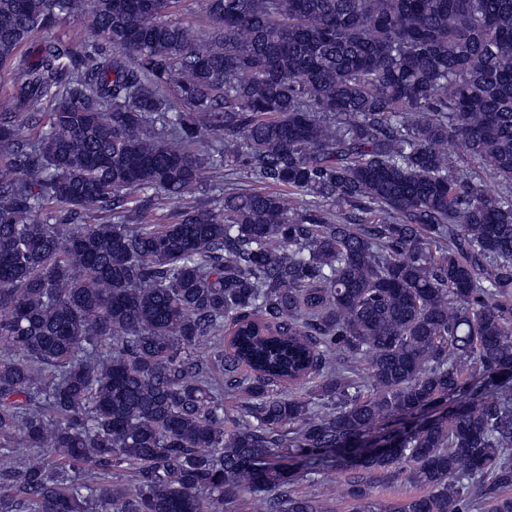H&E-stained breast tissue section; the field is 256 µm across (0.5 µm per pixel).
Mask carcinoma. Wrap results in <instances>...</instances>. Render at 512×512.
Listing matches in <instances>:
<instances>
[{
  "mask_svg": "<svg viewBox=\"0 0 512 512\" xmlns=\"http://www.w3.org/2000/svg\"><path fill=\"white\" fill-rule=\"evenodd\" d=\"M179 3L0 0V512H512V0ZM204 7L203 0H183L175 18L179 22L195 27L200 39L207 41L210 34V24ZM89 21L85 15H67L43 35L44 40L73 41L74 44L83 43L89 34ZM224 184V168L220 170H214L207 166L203 172V187L198 195L199 203L201 205L211 206L212 199L215 195L214 186ZM345 474L332 473L327 478L320 475L308 476L299 482V491L314 496H324L329 500L332 512H353V504L345 497H336V483H343ZM423 493L419 486H413L403 482L386 483L377 482L374 489V498L383 504L397 507L409 496Z\"/></svg>",
  "mask_w": 512,
  "mask_h": 512,
  "instance_id": "obj_1",
  "label": "carcinoma"
}]
</instances>
